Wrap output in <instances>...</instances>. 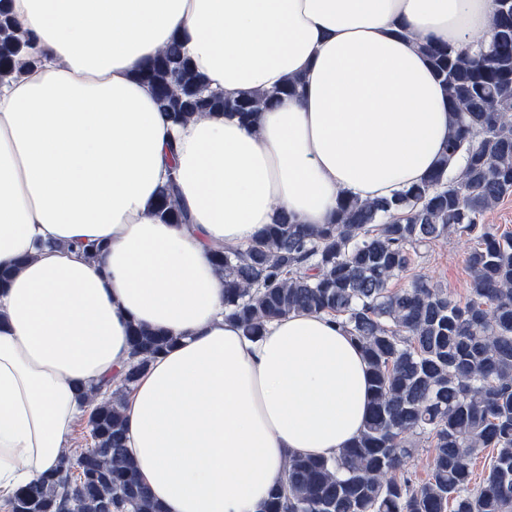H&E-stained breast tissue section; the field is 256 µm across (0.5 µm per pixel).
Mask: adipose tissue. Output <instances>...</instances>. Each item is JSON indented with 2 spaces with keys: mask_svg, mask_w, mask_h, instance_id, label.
Returning <instances> with one entry per match:
<instances>
[{
  "mask_svg": "<svg viewBox=\"0 0 512 512\" xmlns=\"http://www.w3.org/2000/svg\"><path fill=\"white\" fill-rule=\"evenodd\" d=\"M40 55L0 79V512L56 471L130 333L171 340L125 399L137 480L163 512H263L289 457L333 458L368 418V364L330 316L250 339L224 314L214 249L285 211L421 184L455 121L423 41L467 46L492 0H7ZM179 40L209 88L279 97L242 123L172 125L139 74ZM176 173L189 217L154 213Z\"/></svg>",
  "mask_w": 512,
  "mask_h": 512,
  "instance_id": "ef3b65f1",
  "label": "adipose tissue"
}]
</instances>
